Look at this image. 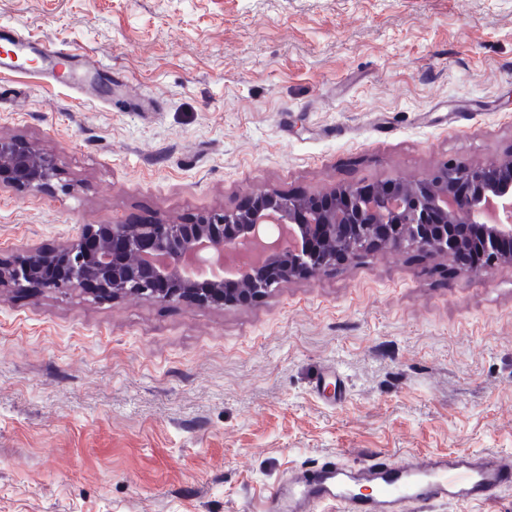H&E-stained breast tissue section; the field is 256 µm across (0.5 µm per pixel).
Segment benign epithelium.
Instances as JSON below:
<instances>
[{
    "mask_svg": "<svg viewBox=\"0 0 512 512\" xmlns=\"http://www.w3.org/2000/svg\"><path fill=\"white\" fill-rule=\"evenodd\" d=\"M58 159L30 143L0 137V189L36 190L58 174ZM317 238L327 250L305 252ZM512 158L474 166L446 165L419 181L376 187L343 185L324 199L256 190L240 209L211 211L189 223L88 225L54 251L25 246L0 260V288L26 283L50 290L80 287L95 299L136 295L159 301L235 306L224 280L207 271L231 270L243 294L256 299L276 284L262 269L277 265L285 278L315 275L336 254L415 248L431 256L470 250L468 271L512 266ZM55 265L64 278L45 280Z\"/></svg>",
    "mask_w": 512,
    "mask_h": 512,
    "instance_id": "benign-epithelium-1",
    "label": "benign epithelium"
}]
</instances>
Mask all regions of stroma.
<instances>
[{"label": "stroma", "instance_id": "obj_1", "mask_svg": "<svg viewBox=\"0 0 512 512\" xmlns=\"http://www.w3.org/2000/svg\"><path fill=\"white\" fill-rule=\"evenodd\" d=\"M2 24L113 76L93 102L0 76V137L60 165L0 190L5 260L512 154V0H0ZM471 452H512L510 266L378 251L231 308L0 292V512H262L339 453Z\"/></svg>", "mask_w": 512, "mask_h": 512}]
</instances>
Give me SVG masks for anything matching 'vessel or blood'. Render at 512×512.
Here are the masks:
<instances>
[{
  "instance_id": "obj_1",
  "label": "vessel or blood",
  "mask_w": 512,
  "mask_h": 512,
  "mask_svg": "<svg viewBox=\"0 0 512 512\" xmlns=\"http://www.w3.org/2000/svg\"><path fill=\"white\" fill-rule=\"evenodd\" d=\"M0 41L11 50L0 56V71L15 70L19 57L31 54L50 69L72 63L68 47L50 42L29 43L15 28L1 25ZM372 488L358 493L359 485ZM512 487V456L463 454L394 463L381 455L347 464L342 458L324 461L291 475L269 501L266 512H318L332 504L336 512H428L431 505L477 502Z\"/></svg>"
}]
</instances>
